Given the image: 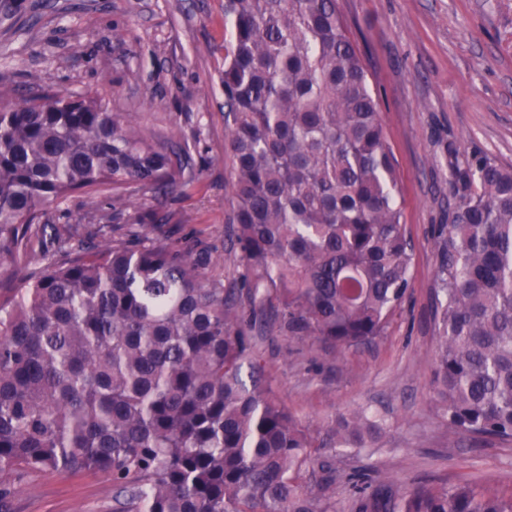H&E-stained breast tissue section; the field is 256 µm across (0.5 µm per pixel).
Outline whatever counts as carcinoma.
<instances>
[{"label":"carcinoma","instance_id":"1","mask_svg":"<svg viewBox=\"0 0 512 512\" xmlns=\"http://www.w3.org/2000/svg\"><path fill=\"white\" fill-rule=\"evenodd\" d=\"M224 16L239 288L209 275L221 256L204 242L149 237L152 210L120 240L103 232L132 193L184 179L185 151L92 97L0 93V261L51 244L0 302V474L104 472L112 512H341L339 489L350 512H512V491L477 481L339 474L323 449L370 448L379 423L352 413L322 436L269 391L255 335L375 344L411 287L413 247L337 0H224ZM448 156L433 383L450 433L512 442V167ZM106 185L94 223L47 234L49 205Z\"/></svg>","mask_w":512,"mask_h":512}]
</instances>
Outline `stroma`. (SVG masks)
Returning <instances> with one entry per match:
<instances>
[{"mask_svg": "<svg viewBox=\"0 0 512 512\" xmlns=\"http://www.w3.org/2000/svg\"><path fill=\"white\" fill-rule=\"evenodd\" d=\"M0 12V92L16 98L63 90L134 113L161 141L180 130L190 178L161 198L137 193L114 226L121 235L144 210L150 236L200 239L234 257L233 171L224 152L220 72L232 23L224 0H14ZM376 91L398 176V200L414 244L409 295L385 336L368 348L325 353L315 341L259 337L272 394L315 429L364 410L381 429L374 449L336 451L337 470L371 467L384 483L411 486L479 478L512 488V443L485 445L449 433L435 409L431 360L437 252L431 228L448 221V147L512 166V0H338ZM109 190L52 205L48 223L84 224ZM9 512H112V483L98 471H33L9 484Z\"/></svg>", "mask_w": 512, "mask_h": 512, "instance_id": "obj_1", "label": "stroma"}]
</instances>
